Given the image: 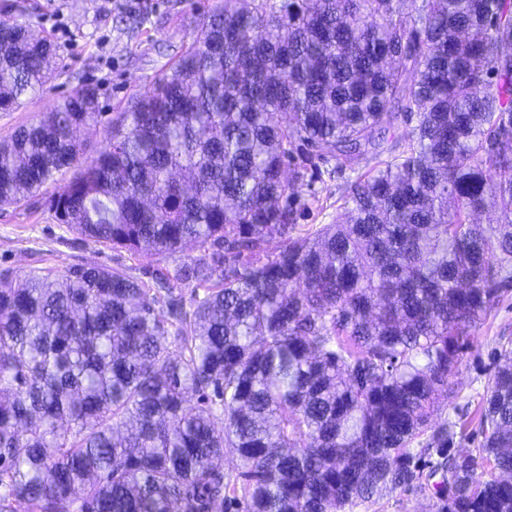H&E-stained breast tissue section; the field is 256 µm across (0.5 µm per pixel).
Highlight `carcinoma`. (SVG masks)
I'll return each mask as SVG.
<instances>
[{
    "label": "carcinoma",
    "mask_w": 512,
    "mask_h": 512,
    "mask_svg": "<svg viewBox=\"0 0 512 512\" xmlns=\"http://www.w3.org/2000/svg\"><path fill=\"white\" fill-rule=\"evenodd\" d=\"M56 58L0 19V111ZM101 117L83 85L1 138L0 208L70 170L59 223L200 255L0 270V512H345L438 475V512H512V340L428 430L512 292V0H216L93 148ZM367 155L302 228L320 164ZM500 336H512V293L477 330L473 346L465 352L453 378L455 396L439 404L431 420L433 428L448 419H457L456 414L462 411L474 414L484 394L486 376L493 368L491 350L497 346Z\"/></svg>",
    "instance_id": "cac0c4a2"
}]
</instances>
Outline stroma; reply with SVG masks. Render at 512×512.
<instances>
[{
	"mask_svg": "<svg viewBox=\"0 0 512 512\" xmlns=\"http://www.w3.org/2000/svg\"><path fill=\"white\" fill-rule=\"evenodd\" d=\"M215 0H0V18H19L48 33L58 47V68L43 91L24 99L19 109L0 112V137L50 111L74 89L97 86L105 115L124 111L132 97L165 70L193 39L198 23ZM0 210V269L18 273L33 268L68 270L85 258L126 269L142 278L164 256L106 247L57 223L46 204ZM512 336V296L501 302L477 333L453 378L455 396L443 401L431 424L440 426L457 413H474L493 367L490 354L500 337ZM430 491H385L348 512H436Z\"/></svg>",
	"mask_w": 512,
	"mask_h": 512,
	"instance_id": "35a3bbf8",
	"label": "stroma"
}]
</instances>
